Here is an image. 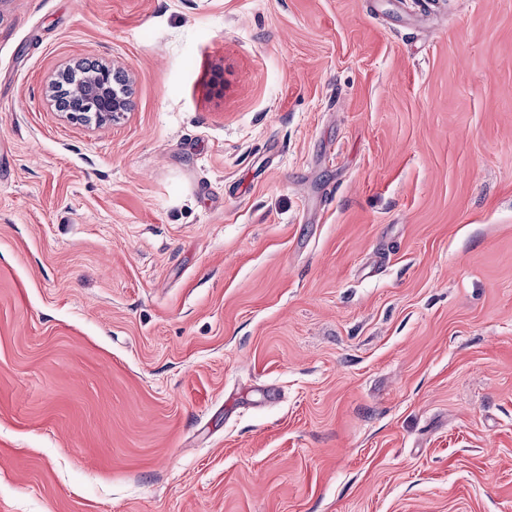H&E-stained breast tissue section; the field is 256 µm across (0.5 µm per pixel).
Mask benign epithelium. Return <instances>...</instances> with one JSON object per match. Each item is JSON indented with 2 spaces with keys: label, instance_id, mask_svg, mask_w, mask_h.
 <instances>
[{
  "label": "benign epithelium",
  "instance_id": "obj_1",
  "mask_svg": "<svg viewBox=\"0 0 512 512\" xmlns=\"http://www.w3.org/2000/svg\"><path fill=\"white\" fill-rule=\"evenodd\" d=\"M85 91L90 104L100 103L105 106L102 112H68V119L75 122L100 125L116 121L128 111V79L120 68L96 66L87 70Z\"/></svg>",
  "mask_w": 512,
  "mask_h": 512
}]
</instances>
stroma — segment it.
<instances>
[{"label": "stroma", "mask_w": 512, "mask_h": 512, "mask_svg": "<svg viewBox=\"0 0 512 512\" xmlns=\"http://www.w3.org/2000/svg\"><path fill=\"white\" fill-rule=\"evenodd\" d=\"M0 512H512V0H0ZM81 77L72 78L69 81V91L63 94L61 99L62 108L76 110L75 104L80 103L78 112H67L66 116L71 121L83 122L86 124H103L116 121L124 112H128V79L123 70L119 67L112 69L106 66L97 65L95 68L87 69L85 91L94 106L97 102L105 106L104 112H84L86 110L85 98L82 95Z\"/></svg>", "instance_id": "35a3bbf8"}]
</instances>
